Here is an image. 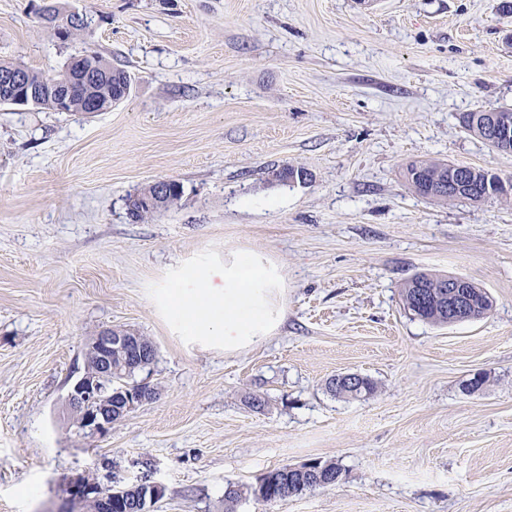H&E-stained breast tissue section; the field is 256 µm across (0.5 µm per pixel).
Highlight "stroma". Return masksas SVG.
Wrapping results in <instances>:
<instances>
[{"mask_svg":"<svg viewBox=\"0 0 512 512\" xmlns=\"http://www.w3.org/2000/svg\"><path fill=\"white\" fill-rule=\"evenodd\" d=\"M0 0V61L45 74L92 50L130 76L110 111L0 105V512H82L80 474L162 483L154 512H512V200L438 203L402 175L441 159L512 176L459 117L512 106V14L499 0ZM306 169L288 186L269 170ZM158 180L178 204L133 222ZM250 249L284 276V319L240 353L171 331L147 293L207 249ZM460 276L483 317L404 309L414 273ZM130 328L157 347L155 399L104 437L65 398L87 344ZM371 379L367 398L326 389ZM485 384L467 390L477 374ZM258 396L263 411L245 400ZM336 462L340 483L285 501L270 470ZM174 186L175 187H172L170 194L164 199L163 204L158 207L148 203V201H150V194H153L150 185L134 195V199L130 196L128 210L132 219L136 222L142 221L146 217L159 212L157 210L160 208H164L163 210H165L176 205L181 198L182 188L178 182L175 183ZM335 383L337 385H344L347 390L356 392L361 389L362 381L365 380V385L359 391L357 395L350 394L345 390L339 389L333 385L332 379L329 381L328 388L336 396L349 397V398H365L372 395L375 391V385L369 378H363V376L356 373H344L335 376Z\"/></svg>","mask_w":512,"mask_h":512,"instance_id":"obj_1","label":"stroma"}]
</instances>
